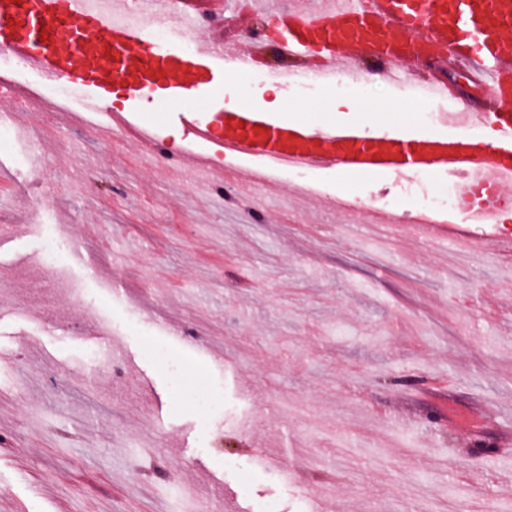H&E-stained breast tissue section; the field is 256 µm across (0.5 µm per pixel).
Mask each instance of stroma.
<instances>
[{"label": "stroma", "instance_id": "1", "mask_svg": "<svg viewBox=\"0 0 512 512\" xmlns=\"http://www.w3.org/2000/svg\"><path fill=\"white\" fill-rule=\"evenodd\" d=\"M278 58L264 54L225 89L262 105ZM405 78H441L455 106L488 117L495 102L437 59ZM274 117L424 133L423 103L398 81L363 78L336 94L278 90ZM99 137L100 117L18 109L44 161L0 148V512H512V267L491 255L428 247L416 224L387 232L378 214L410 206L399 175L312 168L319 212L275 171L265 191L218 196L169 167L157 112ZM157 127L162 156H142L135 125ZM372 209L349 218L336 199ZM61 237L81 249L45 281L36 253ZM179 322L181 336L169 335ZM122 357L96 360L100 323ZM195 358L224 403L190 405L150 351Z\"/></svg>", "mask_w": 512, "mask_h": 512}]
</instances>
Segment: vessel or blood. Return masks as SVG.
Returning a JSON list of instances; mask_svg holds the SVG:
<instances>
[{
    "instance_id": "b4317fda",
    "label": "vessel or blood",
    "mask_w": 512,
    "mask_h": 512,
    "mask_svg": "<svg viewBox=\"0 0 512 512\" xmlns=\"http://www.w3.org/2000/svg\"><path fill=\"white\" fill-rule=\"evenodd\" d=\"M160 0H113L102 10L95 0H0V51L48 82L79 94L86 112L108 109L114 85L155 91L154 111L180 123L194 140L214 142L226 155L242 153L269 163L287 158L337 168L350 174L444 171L461 175L468 209L495 214L512 194V0H317L284 10L281 34L288 58H321L319 75L330 79L337 66L363 77L372 59L383 77H394L405 62L442 52L488 88L500 108L494 140L461 132L454 137H408L366 133L355 125L311 130L286 123L237 101L226 111L220 90L231 74L253 62L235 54L223 35H204L195 15L179 10L171 21L173 40L153 38L149 22ZM189 33L192 49L179 34ZM224 132L214 138L212 116Z\"/></svg>"
}]
</instances>
